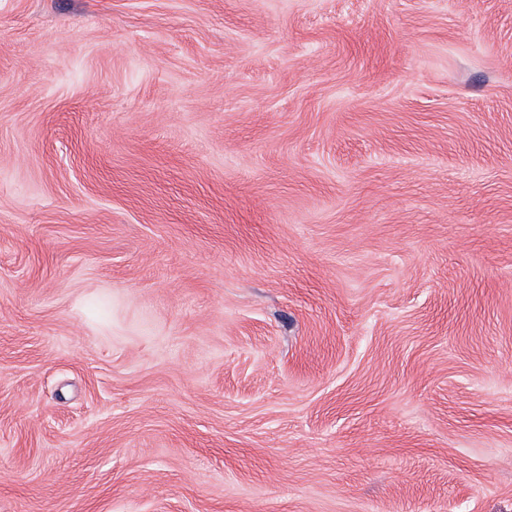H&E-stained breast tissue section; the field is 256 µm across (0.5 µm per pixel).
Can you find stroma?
Listing matches in <instances>:
<instances>
[{"instance_id": "obj_1", "label": "stroma", "mask_w": 512, "mask_h": 512, "mask_svg": "<svg viewBox=\"0 0 512 512\" xmlns=\"http://www.w3.org/2000/svg\"><path fill=\"white\" fill-rule=\"evenodd\" d=\"M0 512H512V0H0Z\"/></svg>"}]
</instances>
